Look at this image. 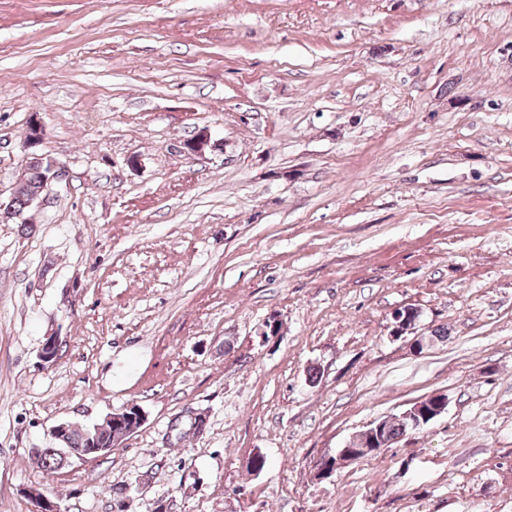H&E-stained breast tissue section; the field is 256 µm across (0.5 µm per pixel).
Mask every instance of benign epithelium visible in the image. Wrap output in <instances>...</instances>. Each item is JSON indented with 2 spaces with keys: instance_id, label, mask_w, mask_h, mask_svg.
I'll list each match as a JSON object with an SVG mask.
<instances>
[{
  "instance_id": "obj_1",
  "label": "benign epithelium",
  "mask_w": 512,
  "mask_h": 512,
  "mask_svg": "<svg viewBox=\"0 0 512 512\" xmlns=\"http://www.w3.org/2000/svg\"><path fill=\"white\" fill-rule=\"evenodd\" d=\"M42 139V125L39 120L34 119L28 125L24 136V143L25 147L31 150L27 159L38 163L46 170L44 189L47 190L52 181L58 177L60 167L56 161L48 156L33 152V148L37 147ZM182 150L189 155H203L212 150L210 133L207 131L199 132L196 136L183 143ZM0 222H11L13 224L23 222L22 213L14 208L13 201L10 200L6 203L0 201ZM404 310H406V307L403 306L393 311L391 335L396 338H401L405 335L412 336L410 346L418 353L433 346L435 343L434 337L417 332V321L407 320L406 316H404ZM59 350V338L56 336L47 337L38 354L42 365L53 364L58 357ZM447 406V399L430 395L416 402L409 409L399 414L391 415V418L405 420L408 422L410 430L415 432L442 416ZM144 421L145 414L142 408L136 404H130L105 417L103 424L111 425L112 435L110 441L104 446L100 445L98 439V430L103 424L83 427L72 422H62L53 427L52 436L55 440L65 443L67 442L68 435L71 434L72 431L80 430L85 437V447L62 448L59 450L63 464L66 465L75 460L81 461L91 457H98L111 452L114 448L120 447L123 440L133 434ZM385 423L386 419L384 418L375 420L367 425L365 430L355 434L352 437L351 444L339 449L336 454H334L333 461L325 465L321 463L317 464L314 478L317 480L328 478L337 468L345 464L359 462L362 460L363 455L367 453H383L385 446H377V441L384 429ZM29 497L34 503V512H63L61 505L57 501L38 490L29 491Z\"/></svg>"
}]
</instances>
